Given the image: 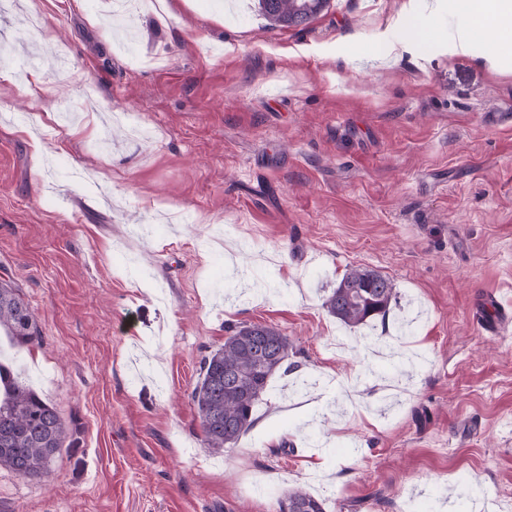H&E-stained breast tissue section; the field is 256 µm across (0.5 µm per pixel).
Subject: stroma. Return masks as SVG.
Wrapping results in <instances>:
<instances>
[{"label":"stroma","instance_id":"35a3bbf8","mask_svg":"<svg viewBox=\"0 0 512 512\" xmlns=\"http://www.w3.org/2000/svg\"><path fill=\"white\" fill-rule=\"evenodd\" d=\"M112 2L0 0V281L40 331L0 349L70 429L0 512H512V53L452 50L464 0H159L132 42ZM352 267L398 298L355 328ZM239 323L289 369L217 453L191 392ZM328 0H257L261 14L270 25L298 27L318 15ZM395 289L393 281L381 273L354 267L343 274L324 306L345 325H365L386 315L396 299ZM285 504L288 512H326L324 502L302 488H288Z\"/></svg>","mask_w":512,"mask_h":512}]
</instances>
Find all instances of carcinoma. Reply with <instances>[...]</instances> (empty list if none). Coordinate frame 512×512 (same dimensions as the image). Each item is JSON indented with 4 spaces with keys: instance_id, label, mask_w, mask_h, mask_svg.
Here are the masks:
<instances>
[{
    "instance_id": "1",
    "label": "carcinoma",
    "mask_w": 512,
    "mask_h": 512,
    "mask_svg": "<svg viewBox=\"0 0 512 512\" xmlns=\"http://www.w3.org/2000/svg\"><path fill=\"white\" fill-rule=\"evenodd\" d=\"M270 25L298 27L318 15L327 0H257ZM396 299L393 281L381 273L347 270L324 302L329 314L350 326L385 316ZM17 343L39 335L37 318L15 287L0 282V331ZM291 351L288 336L267 324L231 328L224 345L203 359L191 400L204 441L215 452L234 447L253 426L254 410L268 383ZM67 438V426L56 408L41 399L17 376L0 370V468L21 477L47 473ZM287 512H326L324 502L301 488L288 489Z\"/></svg>"
}]
</instances>
